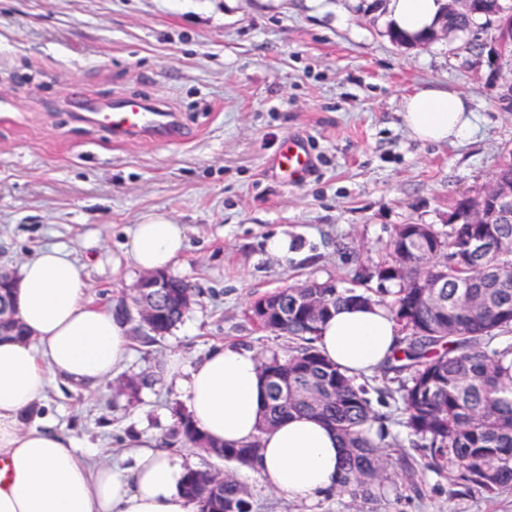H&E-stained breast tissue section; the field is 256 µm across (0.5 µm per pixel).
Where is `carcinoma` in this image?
I'll return each mask as SVG.
<instances>
[{"label": "carcinoma", "mask_w": 512, "mask_h": 512, "mask_svg": "<svg viewBox=\"0 0 512 512\" xmlns=\"http://www.w3.org/2000/svg\"><path fill=\"white\" fill-rule=\"evenodd\" d=\"M503 0H475L470 13L443 9L441 26L472 32L477 22L489 27ZM390 259L377 264L365 279L377 281L375 295L356 288H319L326 302L316 319L297 308L307 292L290 286L267 300L272 321L263 328L284 333L294 342L285 356L262 357L261 370L273 374L266 387V410L260 430H267L294 413L321 419L343 441L345 457L338 483L353 499L370 497L388 480L387 416L373 407L371 392L341 373L318 351L319 325L340 305H371L392 296L391 314L401 327L402 348L388 360V372L406 378L397 393L404 425L412 445L435 464L448 465L469 491L488 495L512 489V346L496 344L500 334L512 332V222L506 224H450L442 231L433 224H401L394 229ZM448 253L444 287L432 264L433 252ZM394 283L396 290L386 287ZM188 283L168 276L158 316V331L170 332L182 320L178 294ZM293 390L285 398L282 385ZM328 384L332 394L320 406L301 396L308 385ZM181 435L194 446L237 467H249L258 441L218 445L207 440L191 418L180 415ZM183 494L199 512H251L249 492L236 481L214 486L206 471H189Z\"/></svg>", "instance_id": "carcinoma-1"}]
</instances>
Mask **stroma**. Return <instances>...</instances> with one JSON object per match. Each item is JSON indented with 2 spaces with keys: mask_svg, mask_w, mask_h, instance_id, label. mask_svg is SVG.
Wrapping results in <instances>:
<instances>
[{
  "mask_svg": "<svg viewBox=\"0 0 512 512\" xmlns=\"http://www.w3.org/2000/svg\"><path fill=\"white\" fill-rule=\"evenodd\" d=\"M372 0H0V269L17 271L63 244L91 296L120 303L141 273L125 254L132 225L161 215L188 227L175 272L196 301L171 333L133 336L117 379L98 388L52 382L37 415L71 430L84 451L121 456L134 435L170 440L199 467L225 463L178 437L185 404L155 376L169 355L192 367L217 344L287 353L259 329L254 300L306 281L356 286L386 258L398 224L443 227L456 198L479 194L512 148V110L485 83L488 61L469 35L408 47L389 36ZM467 94L479 129L459 145L412 139L403 95L421 86ZM161 102L184 140L118 141L78 117L79 102ZM314 160L296 184L271 164L288 139ZM282 231L288 259L269 255ZM135 378V394L118 395ZM364 384L397 438L395 482L369 499L334 494L306 505L237 469L252 512H512V491L469 493L412 447L390 392L392 374Z\"/></svg>",
  "mask_w": 512,
  "mask_h": 512,
  "instance_id": "obj_1",
  "label": "stroma"
}]
</instances>
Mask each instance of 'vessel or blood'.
I'll return each instance as SVG.
<instances>
[{
    "label": "vessel or blood",
    "mask_w": 512,
    "mask_h": 512,
    "mask_svg": "<svg viewBox=\"0 0 512 512\" xmlns=\"http://www.w3.org/2000/svg\"><path fill=\"white\" fill-rule=\"evenodd\" d=\"M83 115L117 140L152 138L174 142L181 138L176 113L155 101L124 97L108 105L84 109ZM312 167L313 159L298 139L288 140L274 165L277 173L291 183L306 178Z\"/></svg>",
    "instance_id": "1"
}]
</instances>
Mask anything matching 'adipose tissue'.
<instances>
[{
  "mask_svg": "<svg viewBox=\"0 0 512 512\" xmlns=\"http://www.w3.org/2000/svg\"><path fill=\"white\" fill-rule=\"evenodd\" d=\"M443 6L444 0H389V19L393 29L421 35L439 26ZM401 114L412 138L433 144L469 139L478 121L467 95L438 88L404 95ZM186 247L185 226L157 217L132 226L126 255L140 271L171 272ZM89 288L83 266L62 246L39 249L15 277L14 311L26 335L0 339V512H198L181 492L193 461L161 448L155 436L130 438L133 462L122 469L81 451L55 423L23 422L51 380L92 389L111 380L130 354L126 320L91 299ZM399 339L387 306H341L320 325L316 346L358 378L378 370ZM165 376L210 440L259 439L253 469L268 487L304 503L335 489L343 455L336 431L299 414L260 431L264 382L254 351L220 345L189 369L173 356Z\"/></svg>",
  "mask_w": 512,
  "mask_h": 512,
  "instance_id": "ef3b65f1",
  "label": "adipose tissue"
}]
</instances>
